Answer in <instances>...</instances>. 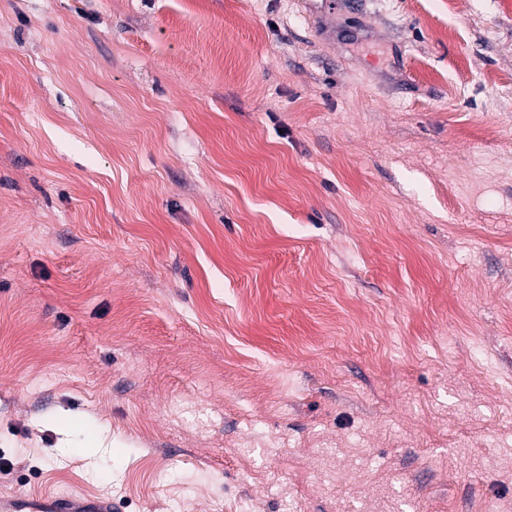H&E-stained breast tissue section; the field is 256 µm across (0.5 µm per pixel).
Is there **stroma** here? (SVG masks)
Instances as JSON below:
<instances>
[{
    "label": "stroma",
    "instance_id": "1",
    "mask_svg": "<svg viewBox=\"0 0 512 512\" xmlns=\"http://www.w3.org/2000/svg\"><path fill=\"white\" fill-rule=\"evenodd\" d=\"M1 458L512 512V0H0Z\"/></svg>",
    "mask_w": 512,
    "mask_h": 512
}]
</instances>
